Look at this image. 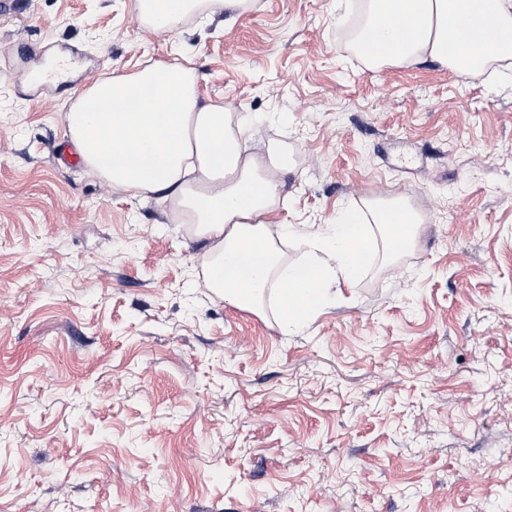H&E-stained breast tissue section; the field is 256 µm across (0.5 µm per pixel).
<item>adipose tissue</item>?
<instances>
[{
  "label": "adipose tissue",
  "instance_id": "1",
  "mask_svg": "<svg viewBox=\"0 0 512 512\" xmlns=\"http://www.w3.org/2000/svg\"><path fill=\"white\" fill-rule=\"evenodd\" d=\"M238 15L256 0H136L142 24L172 32L214 4ZM350 44L366 65L432 61L480 77L512 60V0H358ZM87 168L113 189L170 197L211 246L209 286L225 303L253 311L273 292L284 332L303 330L334 285L356 283L378 244L396 254L409 246L420 214L401 194L371 198L337 212L323 231L269 216L281 193L275 171L247 150L230 108L201 101L193 69L154 62L103 77L65 115ZM298 240L303 256L288 263L282 247Z\"/></svg>",
  "mask_w": 512,
  "mask_h": 512
}]
</instances>
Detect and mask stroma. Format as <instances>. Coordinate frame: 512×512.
<instances>
[{"label":"stroma","instance_id":"35a3bbf8","mask_svg":"<svg viewBox=\"0 0 512 512\" xmlns=\"http://www.w3.org/2000/svg\"><path fill=\"white\" fill-rule=\"evenodd\" d=\"M135 2L0 14V512H512V84L366 68L338 0ZM185 57L287 159L275 222L425 217L302 332L225 304L169 199L57 159L95 80ZM218 3L232 15H238L256 6L255 0H137L136 9L142 24L153 30L172 32L187 19L209 17L212 5Z\"/></svg>","mask_w":512,"mask_h":512}]
</instances>
